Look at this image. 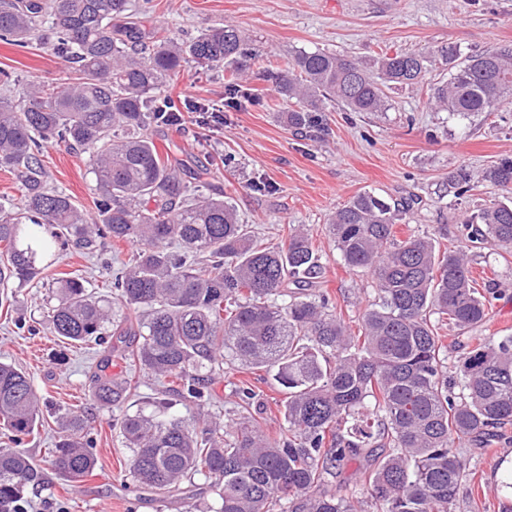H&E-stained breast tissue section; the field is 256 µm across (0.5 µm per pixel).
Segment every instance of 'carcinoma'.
Wrapping results in <instances>:
<instances>
[{
	"label": "carcinoma",
	"mask_w": 512,
	"mask_h": 512,
	"mask_svg": "<svg viewBox=\"0 0 512 512\" xmlns=\"http://www.w3.org/2000/svg\"><path fill=\"white\" fill-rule=\"evenodd\" d=\"M156 10L154 0L135 8L130 0H0V40L25 47L45 24L51 51L74 65L73 76L31 83L16 101L0 97V169L23 190L21 205L0 202V285L34 282L73 245L91 250L102 239L136 248L112 277L111 302L83 279L57 280L51 324L73 344L116 339L112 350L162 384L160 396L119 422L128 476L140 486L162 494L201 475L216 495L210 512H366L367 501L376 512H456L471 470L455 441L481 450L512 442V336L471 335L494 291L477 288L465 252L441 251L425 236L395 238L408 202L362 192L326 225L344 265L376 280L352 335L329 294L313 287L322 266L309 232L291 228L283 245L259 244L223 191L203 192L210 171L189 180L158 147L163 114L185 109L162 95L172 76L190 63L227 65L224 89L235 94L255 48L232 23L185 40L158 38L142 24ZM376 64L373 75L334 52L294 54L272 74L275 94L291 104L288 125L319 127L326 100L385 112L386 88L423 84L439 64L448 79L431 99L446 112H493L512 97L511 48L464 58L454 46L434 56L384 52ZM49 141L89 154L94 219L45 187L39 155ZM483 178L510 197L465 220L483 225L469 242L512 245V158ZM445 327L464 336L457 393L444 371ZM226 361L262 369L286 390L288 432H264L244 383L237 418L226 424L205 413ZM109 362L92 372V392L120 409L134 385L106 373ZM179 401L198 415H177ZM39 421L30 378L1 362L0 424L19 444ZM56 423L50 464L79 483L96 466L84 421L66 412ZM351 461L363 483L328 488ZM38 480L24 451L0 448V512Z\"/></svg>",
	"instance_id": "obj_1"
}]
</instances>
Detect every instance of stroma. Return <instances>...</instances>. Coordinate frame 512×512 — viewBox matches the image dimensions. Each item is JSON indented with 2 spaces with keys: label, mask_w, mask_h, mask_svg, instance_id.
<instances>
[{
  "label": "stroma",
  "mask_w": 512,
  "mask_h": 512,
  "mask_svg": "<svg viewBox=\"0 0 512 512\" xmlns=\"http://www.w3.org/2000/svg\"><path fill=\"white\" fill-rule=\"evenodd\" d=\"M156 17L158 33L171 38L230 22L259 49L242 89L260 96L261 104L225 112L219 130L201 127L194 113H184L181 125L159 129L158 143L190 166L208 168L242 223L264 242L278 246L290 227L309 229L323 268L318 286L346 322L357 325L374 298L376 282L370 273L343 267L325 224L352 196L372 191L416 198L414 209L396 226L398 238L426 235L440 249L471 250L474 274L483 275L484 287L498 291L482 332L512 336V247L489 242L470 248L464 230L468 217L504 195L482 173L493 162L512 158V103L491 113L459 116L436 109L426 92L403 86L388 90V111L349 112L330 102L322 129L298 133L283 120L287 102L275 100L265 79L266 70L285 66L300 50L343 53L368 64L383 51H435L452 45L475 55L493 47L512 48V0H160ZM0 70L17 77L10 88L15 95L29 82L65 77L68 65L40 41L24 48L0 41ZM167 92L199 102L221 99L224 71L187 65ZM226 155L231 165H223ZM40 159L47 185L69 194L86 215H95L88 154L50 142ZM461 167L471 172L472 181L470 191L458 195L448 177ZM259 180L270 184L269 192L253 191ZM133 252L125 242L108 243L93 254L74 247L39 283L0 288V361L29 374L43 420L23 445L42 475L41 485L24 492L27 512H192L214 501L199 475L163 499L127 478L130 451L117 426L120 413L97 402L91 391V368L105 348L70 345L54 335L49 322L55 279L84 278L99 296L111 298L112 274ZM244 379L257 394L254 405L263 430L274 436L284 432L285 393L262 370L246 375L237 365L225 364L212 386L210 413L234 418L239 410L235 389ZM68 408L81 412L97 460L93 473L77 484L63 479L46 459L58 436L56 418ZM511 460L512 443L475 452L474 480L462 484L458 512H503L512 501L496 488Z\"/></svg>",
  "instance_id": "stroma-1"
}]
</instances>
